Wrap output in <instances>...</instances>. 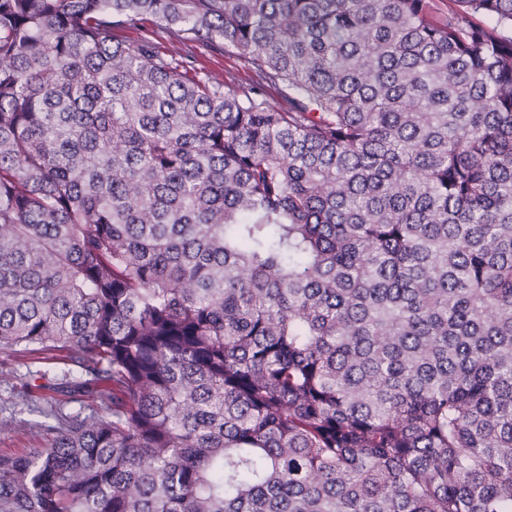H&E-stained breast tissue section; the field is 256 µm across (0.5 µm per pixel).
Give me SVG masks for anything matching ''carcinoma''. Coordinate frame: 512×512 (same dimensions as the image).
I'll use <instances>...</instances> for the list:
<instances>
[{
	"instance_id": "cac0c4a2",
	"label": "carcinoma",
	"mask_w": 512,
	"mask_h": 512,
	"mask_svg": "<svg viewBox=\"0 0 512 512\" xmlns=\"http://www.w3.org/2000/svg\"><path fill=\"white\" fill-rule=\"evenodd\" d=\"M0 351V512H512V0H0ZM194 63V67L202 68L219 78L224 76V71L232 70L238 74L243 84L252 80V73L244 66L243 61L236 55L225 52L223 46L203 51L202 54H198ZM37 360H31V359H21L17 360L11 357L10 360H8L7 367L14 368L15 372L17 373V378H13L11 382H13V386L17 388V390H20L21 386L23 385V382L29 381L30 385L27 388V392L30 395V401L32 400L34 403L36 402L38 405H42L46 403V401L50 400H61L63 399V396L61 393L55 392L52 388L58 383L59 381L54 378L55 372L51 371L48 374V377L45 379H22V376L27 372V368H30L31 370L36 369H44V365L41 363H33ZM20 400L13 395V388L12 386L7 385H1L0 382V419L5 420L9 419V417L14 414L17 419H25L32 423L42 421L43 418L40 416L39 413L36 412H29V410L22 405H15L14 402ZM20 410L22 411L21 414H19ZM47 439L36 431L0 428V455H21L28 448H45Z\"/></svg>"
}]
</instances>
